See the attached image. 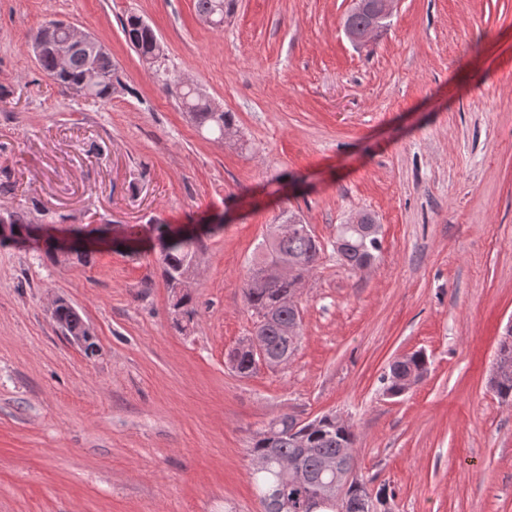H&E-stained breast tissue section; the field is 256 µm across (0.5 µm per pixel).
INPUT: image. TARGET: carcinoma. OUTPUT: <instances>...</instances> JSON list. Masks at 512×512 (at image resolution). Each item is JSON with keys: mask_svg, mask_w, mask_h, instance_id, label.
<instances>
[{"mask_svg": "<svg viewBox=\"0 0 512 512\" xmlns=\"http://www.w3.org/2000/svg\"><path fill=\"white\" fill-rule=\"evenodd\" d=\"M233 0H195L199 16L211 18L215 27L224 25V15L230 12ZM389 26V21H378L375 0H367L358 11H349L344 20V29L360 31L375 23ZM70 25L59 20H48L37 31L34 40L42 42L35 55L41 70L58 84L73 90L76 94L108 102L118 90L126 89L112 56L100 44L72 49L68 59L61 63L55 52V45L69 39ZM125 39L148 65L160 69L165 85L176 88L177 96L185 107L195 126L218 140H224V131L235 127L234 115L226 112L198 86L182 84V76L161 67L164 58L163 46L152 26L136 11L129 10L121 19ZM94 71L99 77L95 83L86 81L88 72ZM278 219L288 225V233L263 243L262 253L248 269L243 281L246 304L256 315V330L264 338V350L271 361L284 362L294 355L299 341L288 336V326L302 327V315L298 305L288 306L286 301L295 296L299 285L318 265L323 246L312 230L306 228L299 214L284 209ZM0 224H8L12 235L36 240L43 230L34 223L30 208L24 204L0 209ZM160 245V262L165 281L191 275L198 266L200 239L182 233H173L165 226H157ZM336 239L343 241L339 252L341 263L352 271L361 270L367 262H375L381 250L379 236L366 237L350 229L347 224L336 228ZM286 253L296 260V270L282 279H271L261 269L262 264L276 255ZM175 326L187 332L194 326L197 310L192 297L186 293L173 297ZM54 319L62 333L82 341L88 357L96 355V345L91 341L89 328L78 311L67 302L55 308ZM227 362L240 376H249L257 370L252 350L240 343L228 354ZM429 359L425 352L415 351L401 359L393 360L381 376L380 382L385 394L399 397L409 390L405 383L408 376L419 382L428 371ZM491 389L502 400L512 399V374L491 376ZM276 428H263L253 438L249 456H265L267 466L250 473L251 482L261 503L278 494L292 503L291 512H305L304 503L308 496L305 487L283 472L281 461L294 459L313 479L333 489L344 492L346 512H359L353 505L366 490L345 485L344 476L355 469L353 448L357 436L353 426L334 415H323L307 423H299L288 413L276 417Z\"/></svg>", "mask_w": 512, "mask_h": 512, "instance_id": "1", "label": "carcinoma"}]
</instances>
